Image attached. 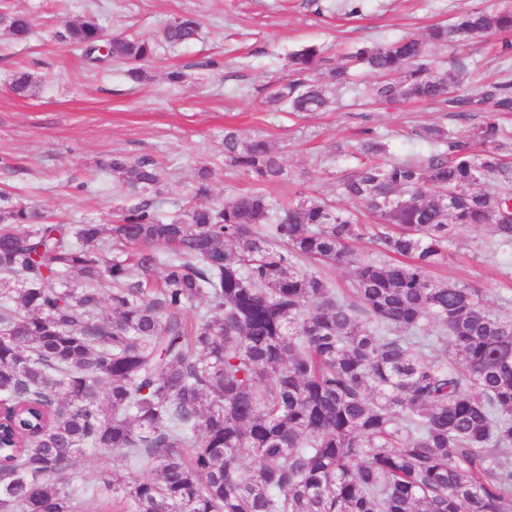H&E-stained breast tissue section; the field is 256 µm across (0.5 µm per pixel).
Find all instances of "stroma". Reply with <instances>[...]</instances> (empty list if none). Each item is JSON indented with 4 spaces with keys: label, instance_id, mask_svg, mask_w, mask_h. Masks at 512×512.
Segmentation results:
<instances>
[{
    "label": "stroma",
    "instance_id": "obj_1",
    "mask_svg": "<svg viewBox=\"0 0 512 512\" xmlns=\"http://www.w3.org/2000/svg\"><path fill=\"white\" fill-rule=\"evenodd\" d=\"M510 6L512 0H360L354 14L348 0H0V11L26 12L36 20L25 43L0 29V208L22 202L55 223H113L121 207L138 200L100 172L99 163L115 154L157 162L164 187L154 202L164 219L186 207L202 164L212 169L206 204L222 203L254 187L224 164L229 129L278 147L286 176L265 185L272 198L302 192L337 199L340 181L358 165L353 148L365 131L382 136L390 159L397 160L419 148L417 129L440 125L460 134L484 115L461 117L417 101L371 103L361 92L371 81L363 72L359 90L343 91L329 111L278 112L264 99L274 84L288 80L289 53L312 42L331 58L364 42L426 34L467 10ZM90 11L100 15L108 34L155 39L147 80H132L123 62L101 69L76 62L60 35ZM181 14L197 16L202 30L194 42L173 48L160 32ZM505 39L512 41V32L438 46L431 55L442 74L452 72L456 59L467 60L464 89L473 92L512 79V59L499 54ZM21 69L36 79L27 98L9 91ZM176 70L184 75L178 84L168 79ZM433 275L482 288L489 308L498 309L512 300V246H499L491 226L461 227Z\"/></svg>",
    "mask_w": 512,
    "mask_h": 512
}]
</instances>
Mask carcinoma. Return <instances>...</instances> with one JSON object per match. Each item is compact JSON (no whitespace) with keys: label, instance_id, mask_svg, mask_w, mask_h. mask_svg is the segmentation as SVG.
<instances>
[{"label":"carcinoma","instance_id":"cac0c4a2","mask_svg":"<svg viewBox=\"0 0 512 512\" xmlns=\"http://www.w3.org/2000/svg\"><path fill=\"white\" fill-rule=\"evenodd\" d=\"M0 26L17 41L34 30L18 11H1ZM199 30L178 16L162 38L181 46ZM511 30L512 10L472 9L424 37L362 45L324 81L308 78L320 46L289 55L300 78L271 90L275 109L325 111L362 69L376 101L488 114L452 137L421 128L426 152L401 161L363 139L340 194L374 224L323 198L276 202L262 186L285 174L278 149L234 131L224 163L258 188L222 204L165 221L142 199L114 224L70 225L0 209V403L13 408L0 512H512V308L432 277L459 226L488 224L512 245V133L493 121L512 112V82L466 93L467 62L448 77L430 59L432 45ZM103 36L86 15L60 39L88 65L124 60L146 77L153 41ZM35 84L21 71L12 90L25 98ZM101 168L124 189L161 192L150 159ZM211 175L198 168L192 197L209 194ZM366 238L371 256L354 248ZM336 266L353 267L351 287L331 288L323 269ZM104 278L107 314L91 287ZM88 450L155 477L111 467L89 484L75 470Z\"/></svg>","mask_w":512,"mask_h":512}]
</instances>
